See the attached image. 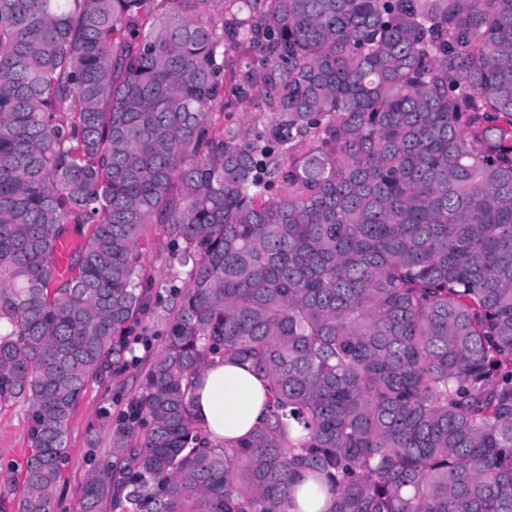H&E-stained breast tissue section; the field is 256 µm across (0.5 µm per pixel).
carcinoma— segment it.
<instances>
[{
	"instance_id": "cac0c4a2",
	"label": "carcinoma",
	"mask_w": 512,
	"mask_h": 512,
	"mask_svg": "<svg viewBox=\"0 0 512 512\" xmlns=\"http://www.w3.org/2000/svg\"><path fill=\"white\" fill-rule=\"evenodd\" d=\"M154 224L185 272L77 512H301L305 479L326 512H512V0H0L18 512L144 340ZM227 359L268 404L215 443L187 384ZM78 236H65L58 239L54 252V266L57 277L67 273L68 259L79 246Z\"/></svg>"
}]
</instances>
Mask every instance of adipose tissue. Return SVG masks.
Returning a JSON list of instances; mask_svg holds the SVG:
<instances>
[{"label": "adipose tissue", "instance_id": "ef3b65f1", "mask_svg": "<svg viewBox=\"0 0 512 512\" xmlns=\"http://www.w3.org/2000/svg\"><path fill=\"white\" fill-rule=\"evenodd\" d=\"M188 399L196 420L214 441L250 436L267 399L263 380L236 361L206 366L193 378Z\"/></svg>", "mask_w": 512, "mask_h": 512}]
</instances>
